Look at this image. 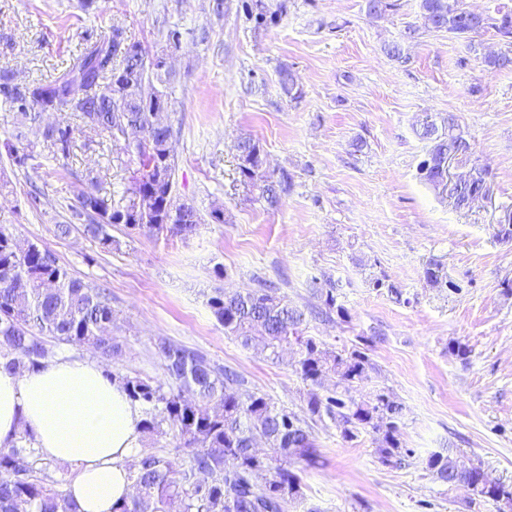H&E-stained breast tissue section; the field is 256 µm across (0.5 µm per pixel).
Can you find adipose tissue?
I'll return each mask as SVG.
<instances>
[{
	"mask_svg": "<svg viewBox=\"0 0 512 512\" xmlns=\"http://www.w3.org/2000/svg\"><path fill=\"white\" fill-rule=\"evenodd\" d=\"M141 420L139 405L92 360L0 371V447L25 433L43 456L76 467L65 487L75 512H112L129 498L126 463L140 449Z\"/></svg>",
	"mask_w": 512,
	"mask_h": 512,
	"instance_id": "1",
	"label": "adipose tissue"
}]
</instances>
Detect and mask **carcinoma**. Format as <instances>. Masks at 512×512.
<instances>
[{
	"instance_id": "1",
	"label": "carcinoma",
	"mask_w": 512,
	"mask_h": 512,
	"mask_svg": "<svg viewBox=\"0 0 512 512\" xmlns=\"http://www.w3.org/2000/svg\"><path fill=\"white\" fill-rule=\"evenodd\" d=\"M395 0H366L367 13L383 17L396 10ZM253 20L258 26L277 22L278 12L256 0ZM427 27L448 37L472 42L487 29L512 41V11L476 15L460 0H421ZM169 73L161 67L160 54L124 37L122 29L90 42L51 81L18 84L0 68V92L24 125L42 122L47 112L75 113L98 144L112 146L124 127L138 125L140 142L125 147L136 171L125 195L114 201L102 193L98 178L87 179L70 206L71 218L56 225L61 236L75 226L104 250L116 243L114 224L152 236H187L197 230L196 209L174 196L176 158L168 152L173 127L158 122L154 108L166 103L158 84ZM282 93L298 99L302 91L291 69L280 70ZM418 137L428 142L420 177L436 188L442 186L441 167L448 155L467 159L471 144L456 132L454 119L424 122ZM8 145L12 164L33 166L37 154L21 143ZM74 147V129L59 120L44 129V149L67 168ZM239 170L244 181L256 187L268 207L279 206L290 188V177L274 178L265 168L258 141H238ZM483 169L456 185L459 203L486 194ZM432 286L448 284L442 268L429 264L424 271ZM316 317L346 319L337 303L335 288L318 289ZM208 306L224 331L245 347L279 357L289 345L295 350L294 368L303 381L320 386L336 378L335 391L326 397L312 391L301 417L276 406L261 392L244 388L245 381L230 367L211 360L204 352L165 337L155 342L163 362L164 379L123 376L105 371L119 381L129 398L142 407L140 433L163 435L169 430L179 442L174 456L141 451L128 469L133 493L112 512H283L288 502L304 497L301 477L290 469L297 461L315 462L317 448L310 422L328 416L338 423L342 438L352 441L370 427L379 433L378 459L385 466L402 463L411 451L401 446L403 408L384 391L355 399L350 390L369 377L373 364L369 340L360 338L351 349L321 348L303 335V310L276 295L272 288L226 292L216 288ZM87 347L109 364L121 350L112 336V301L107 289L71 275L56 256L36 244L20 247L7 227H0V369L35 370L56 355L54 345ZM279 455L280 466L271 469L258 442ZM40 453L26 435L9 448L0 447V512H73L71 501L59 489L60 481L38 466ZM426 467L438 481L471 491L469 505L492 502L499 512H512V484L493 476L468 456L435 452Z\"/></svg>"
}]
</instances>
